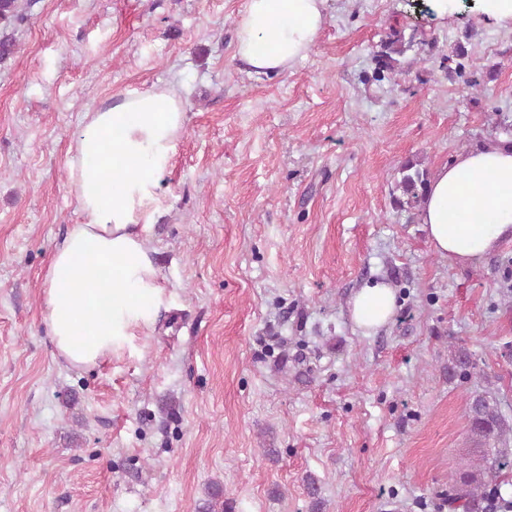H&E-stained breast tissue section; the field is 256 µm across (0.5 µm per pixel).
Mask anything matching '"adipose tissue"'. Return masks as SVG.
Instances as JSON below:
<instances>
[{
    "label": "adipose tissue",
    "instance_id": "ef3b65f1",
    "mask_svg": "<svg viewBox=\"0 0 512 512\" xmlns=\"http://www.w3.org/2000/svg\"><path fill=\"white\" fill-rule=\"evenodd\" d=\"M325 2L246 0L237 57L258 74L288 69L317 39ZM186 119L176 90H133L86 113L68 150L80 221L51 257L44 317L57 353L71 364H98L156 325L166 296L147 232L163 209L159 179ZM104 153L112 156L108 171L95 165ZM465 180L480 192L459 196ZM420 215L436 252L463 265L480 264L499 241L512 238V140L458 152L432 177ZM394 308L393 291L381 282L355 294L351 315L371 329L386 323Z\"/></svg>",
    "mask_w": 512,
    "mask_h": 512
}]
</instances>
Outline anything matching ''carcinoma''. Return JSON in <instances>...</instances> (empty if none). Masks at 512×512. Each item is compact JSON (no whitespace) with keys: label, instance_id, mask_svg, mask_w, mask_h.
Returning a JSON list of instances; mask_svg holds the SVG:
<instances>
[{"label":"carcinoma","instance_id":"cac0c4a2","mask_svg":"<svg viewBox=\"0 0 512 512\" xmlns=\"http://www.w3.org/2000/svg\"><path fill=\"white\" fill-rule=\"evenodd\" d=\"M23 20L19 0H0V58L4 59L13 53L15 44L6 34V30L15 23ZM414 37H405L404 33L394 30L380 45V50L374 52L375 80L385 79V75L395 71L398 59L412 47ZM401 179L397 188L402 196L394 200L397 208L404 211L416 210L430 182L428 170L422 167L418 160L409 159L399 169ZM476 363L472 355L463 347L452 352L449 370L463 376L474 373ZM469 433L474 442L487 447L483 463L477 466L478 474L470 473L464 477V482L452 488L448 493V509L455 512H483L495 487L497 473L512 467V458L507 451L496 446L506 434L507 426L497 407L484 394L473 395L467 404ZM230 505L224 502V486L215 482L208 486L206 496L199 506L201 512H226Z\"/></svg>","mask_w":512,"mask_h":512}]
</instances>
